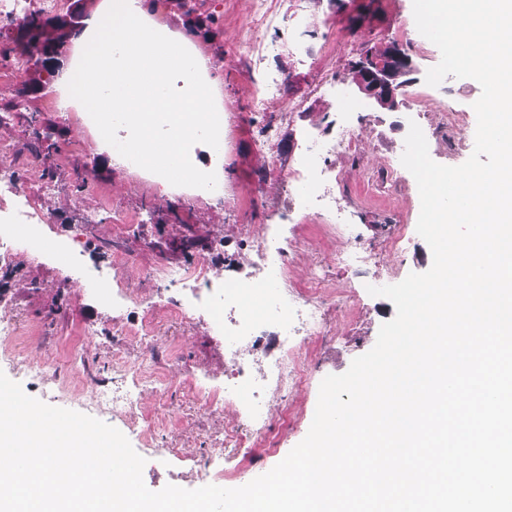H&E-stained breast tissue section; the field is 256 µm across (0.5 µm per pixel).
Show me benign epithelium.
Instances as JSON below:
<instances>
[{
  "instance_id": "benign-epithelium-1",
  "label": "benign epithelium",
  "mask_w": 512,
  "mask_h": 512,
  "mask_svg": "<svg viewBox=\"0 0 512 512\" xmlns=\"http://www.w3.org/2000/svg\"><path fill=\"white\" fill-rule=\"evenodd\" d=\"M62 17L72 35H77L87 17L83 0H67ZM417 72L413 59L385 36L378 38L374 48L366 49L350 65L351 83L356 95L366 105L388 112L400 110V91L414 81L413 75ZM195 243L193 228L188 226L179 239L160 238L158 248L165 255H184Z\"/></svg>"
}]
</instances>
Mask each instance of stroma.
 I'll list each match as a JSON object with an SVG mask.
<instances>
[{
  "label": "stroma",
  "instance_id": "1",
  "mask_svg": "<svg viewBox=\"0 0 512 512\" xmlns=\"http://www.w3.org/2000/svg\"><path fill=\"white\" fill-rule=\"evenodd\" d=\"M368 2L345 0L337 6L330 0H272L273 11L288 17L295 35L278 38L276 51L261 60L251 47V0L215 3L224 19L220 36L224 46L220 73L224 116L233 126V143L224 154L226 198L220 204L200 200L186 207L185 224L193 225L198 242L184 256L175 258V265L205 258L225 275L246 273L247 259L239 249L242 239H258L269 225L278 223L289 193L287 183L265 177L270 156L292 166L310 137H330L342 124L359 135L356 148L338 150L328 163L336 174L328 188L343 205V214H297L289 218L298 225L305 241L289 287H302L311 265L319 262L328 269L335 292L348 290L352 296L335 310L325 338L308 348L305 386L271 401L272 429L282 430L281 407H289L298 418L293 429L283 430L280 446L273 454L258 441L245 448L213 453L212 437L223 430L231 415L210 412L184 394L183 385L190 380L223 382V337L210 331L203 319L176 324L160 315L151 341L131 342L116 335L115 330L141 316L143 305L115 307L111 295L99 290L100 285L117 277L142 282L147 270L163 261L154 246L157 232L136 227L122 240L113 241L109 223L113 208L136 215L153 214L178 204V196L158 187L141 189L135 174L123 170L99 149L92 129H76L49 108V93H40L35 104L46 126L56 131L59 149L49 161L53 179H45L41 170L27 166L36 147L21 114L14 112L0 121V146L9 151L6 163L0 166V196H10L15 181L25 182L29 192L39 197L42 209L54 215L48 224L33 217L25 219L23 229H0V235L11 240L15 251L10 264H0V320L11 321L27 336L22 362L1 358L0 371L32 397L52 406L99 415L101 421L118 429L145 458L143 479L151 490L169 484L196 489L202 487L203 475L219 469H240L244 485L270 471L306 437L322 380L345 373L353 359L374 347L380 326L394 317L396 309L388 298L367 291L375 275L392 268L402 280L410 273L426 272L432 265L429 245L415 232L421 209L417 183L407 169H400L393 177L387 175L385 167L389 161H400L413 122L427 131L429 154L435 162L447 166L464 163L465 155L454 151L458 134L442 125V114L454 109L472 112L481 87L473 79L451 75L439 86L427 85L425 75L440 62L441 53L435 46L428 53L420 52L422 36L415 30L413 0H379L371 21L354 25L353 16ZM405 28L411 31L407 41L400 37ZM382 34L397 40L419 69L397 112L371 109L352 93L351 62ZM325 71L333 74L335 82L316 91L317 79ZM277 72L285 74L287 80L271 112L276 115L286 110L290 118L280 140L266 151L258 144L251 100L263 74ZM77 139L84 144L83 161L96 164L90 179L96 207L92 214L80 204L78 167L64 159L69 144ZM49 182L55 190L47 194L43 188ZM246 200L253 202V210L240 211V203ZM402 224L413 229L411 244L405 252L395 253L388 242ZM217 235L226 241L225 253L209 250ZM349 235L371 253L372 262L347 269L337 267L336 254ZM43 241L48 242V249L41 252L38 261H30L28 249ZM116 250L131 255L132 263L115 267L112 253ZM144 361L165 365L168 380L161 390L146 391L142 412L148 417L166 414L171 418L149 442L144 441L139 427L107 413L97 414L95 409L100 386L111 381L115 363L134 367ZM42 362L53 364L55 380L29 372V365ZM58 380L71 387V395L53 396Z\"/></svg>",
  "mask_w": 512,
  "mask_h": 512
}]
</instances>
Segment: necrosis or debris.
<instances>
[{
  "label": "necrosis or debris",
  "instance_id": "1",
  "mask_svg": "<svg viewBox=\"0 0 512 512\" xmlns=\"http://www.w3.org/2000/svg\"><path fill=\"white\" fill-rule=\"evenodd\" d=\"M284 78L267 76L254 90L252 106L261 144L273 145L279 136L280 121L265 120L264 115L277 95ZM356 137L349 129L340 130L329 139H316L307 148L306 158L295 169L271 161L267 175L275 180L292 181L288 195V213H314V201L322 173L321 162L339 149H352ZM296 240L276 231L257 241L250 257L252 278L220 283L211 275V266L199 261L190 266L160 265L151 277L170 285L189 289H207L205 306L210 327L223 336L224 382L216 386L188 384L187 391L197 402L213 411L234 408L236 416L225 422L215 437L216 446L245 447L250 440L273 443L266 406L272 394L288 392L306 382L304 352L314 336L320 335L329 320V311L321 301L327 290L328 274L323 265L310 268L306 286L292 293L284 292L292 272ZM283 350L280 358H267L261 351L268 342ZM116 378L102 385L96 406L104 413H116L129 421H142V434L151 437L155 421L140 420L142 394L160 382L157 367L146 364L132 369L116 364Z\"/></svg>",
  "mask_w": 512,
  "mask_h": 512
}]
</instances>
